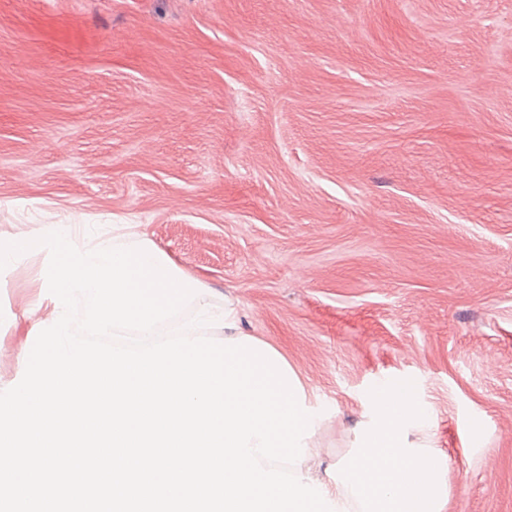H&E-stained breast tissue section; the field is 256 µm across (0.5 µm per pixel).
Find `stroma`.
Wrapping results in <instances>:
<instances>
[{"label": "stroma", "instance_id": "obj_1", "mask_svg": "<svg viewBox=\"0 0 512 512\" xmlns=\"http://www.w3.org/2000/svg\"><path fill=\"white\" fill-rule=\"evenodd\" d=\"M152 241L355 453L413 380L445 512H512V0H0V242ZM0 275V391L54 310Z\"/></svg>", "mask_w": 512, "mask_h": 512}]
</instances>
